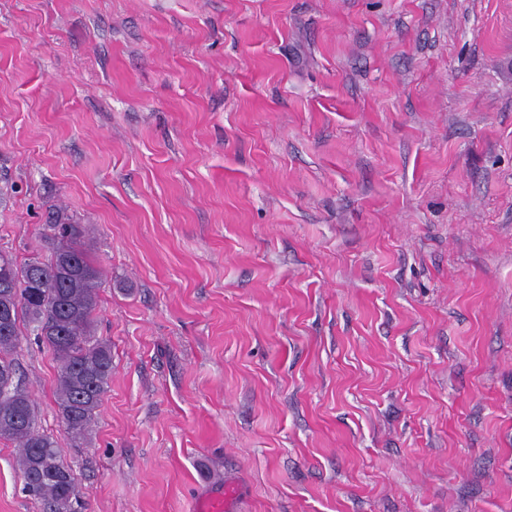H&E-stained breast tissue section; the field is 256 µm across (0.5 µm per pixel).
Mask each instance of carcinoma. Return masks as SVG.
Masks as SVG:
<instances>
[{"label":"carcinoma","instance_id":"carcinoma-1","mask_svg":"<svg viewBox=\"0 0 512 512\" xmlns=\"http://www.w3.org/2000/svg\"><path fill=\"white\" fill-rule=\"evenodd\" d=\"M80 224L46 225L49 255L20 265L0 253V439L19 448L23 491L44 512H79L80 492L58 443L36 427L29 393L15 383L13 354L20 324L58 363L56 396L70 440L79 446L95 421L112 379V348L95 333L102 272L82 244Z\"/></svg>","mask_w":512,"mask_h":512}]
</instances>
